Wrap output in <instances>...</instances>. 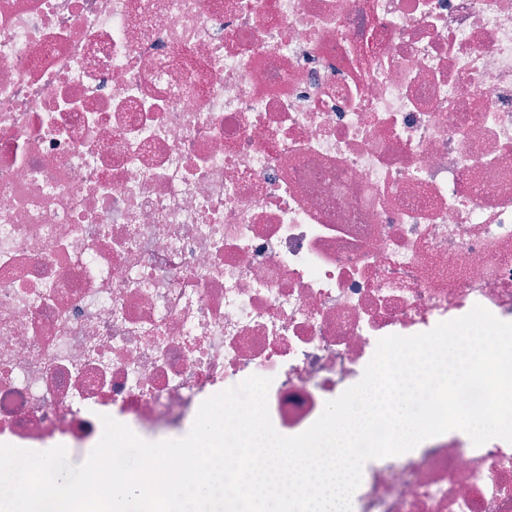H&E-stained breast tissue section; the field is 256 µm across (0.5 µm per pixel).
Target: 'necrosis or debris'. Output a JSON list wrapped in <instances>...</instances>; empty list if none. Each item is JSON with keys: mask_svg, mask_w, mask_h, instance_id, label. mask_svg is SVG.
Masks as SVG:
<instances>
[{"mask_svg": "<svg viewBox=\"0 0 512 512\" xmlns=\"http://www.w3.org/2000/svg\"><path fill=\"white\" fill-rule=\"evenodd\" d=\"M477 304L512 322V0H0V443L178 439L252 375L297 435ZM352 512H512V443Z\"/></svg>", "mask_w": 512, "mask_h": 512, "instance_id": "4bbe7bcc", "label": "necrosis or debris"}]
</instances>
